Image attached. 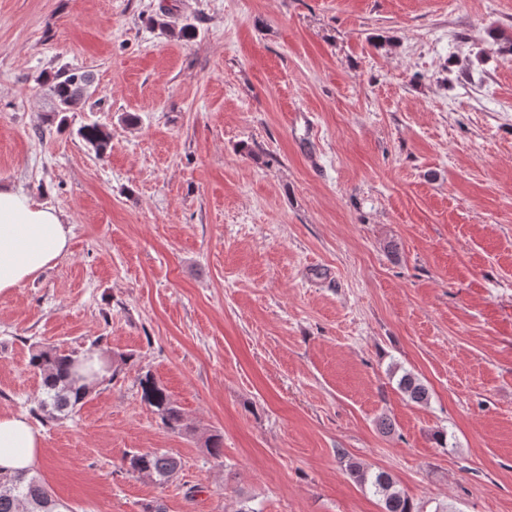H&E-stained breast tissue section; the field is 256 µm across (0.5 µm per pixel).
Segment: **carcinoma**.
<instances>
[{"label":"carcinoma","instance_id":"cac0c4a2","mask_svg":"<svg viewBox=\"0 0 512 512\" xmlns=\"http://www.w3.org/2000/svg\"><path fill=\"white\" fill-rule=\"evenodd\" d=\"M90 79L86 74L59 73L48 82V91L55 102L54 111L69 112L89 95ZM78 134L98 156L107 153L111 134L102 125L85 124ZM94 354L89 349L80 354L60 348L38 349L31 353L29 364L42 378V397L32 409L35 418L54 417L69 413L81 405L92 392L98 380L84 383L78 369ZM143 401L152 408L160 424L172 433L188 430L184 414L167 389L149 372L139 382ZM399 386L409 400L425 403L429 391L419 378L410 372L402 375ZM126 470L142 476L153 477L161 483L168 481L180 468L181 462L167 452H131L125 458ZM350 474L357 482L369 486L379 498L384 512H416L414 505L402 490L397 488L391 475L373 471L355 462L348 464ZM0 512H72L69 506L57 499L37 477L26 473L0 475Z\"/></svg>","mask_w":512,"mask_h":512}]
</instances>
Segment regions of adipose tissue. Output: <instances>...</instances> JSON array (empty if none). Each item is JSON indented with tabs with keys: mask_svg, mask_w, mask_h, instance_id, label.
<instances>
[{
	"mask_svg": "<svg viewBox=\"0 0 512 512\" xmlns=\"http://www.w3.org/2000/svg\"><path fill=\"white\" fill-rule=\"evenodd\" d=\"M70 230L58 211L22 188L0 186V293L10 292L69 250ZM43 440L26 415L0 414V470L33 471Z\"/></svg>",
	"mask_w": 512,
	"mask_h": 512,
	"instance_id": "ef3b65f1",
	"label": "adipose tissue"
}]
</instances>
